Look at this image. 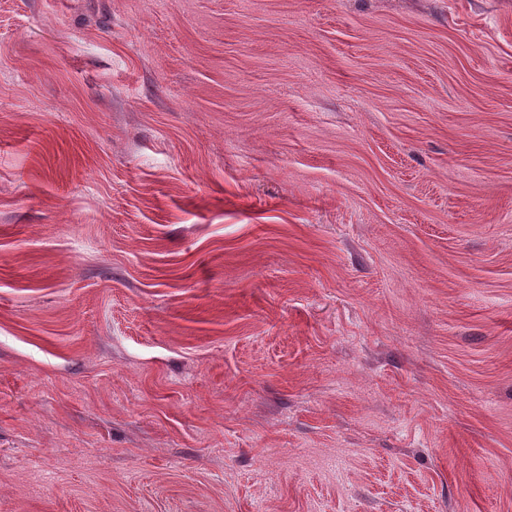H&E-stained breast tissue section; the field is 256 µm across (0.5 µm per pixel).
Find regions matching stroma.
<instances>
[{
  "instance_id": "stroma-1",
  "label": "stroma",
  "mask_w": 512,
  "mask_h": 512,
  "mask_svg": "<svg viewBox=\"0 0 512 512\" xmlns=\"http://www.w3.org/2000/svg\"><path fill=\"white\" fill-rule=\"evenodd\" d=\"M0 512H512V0H0Z\"/></svg>"
}]
</instances>
